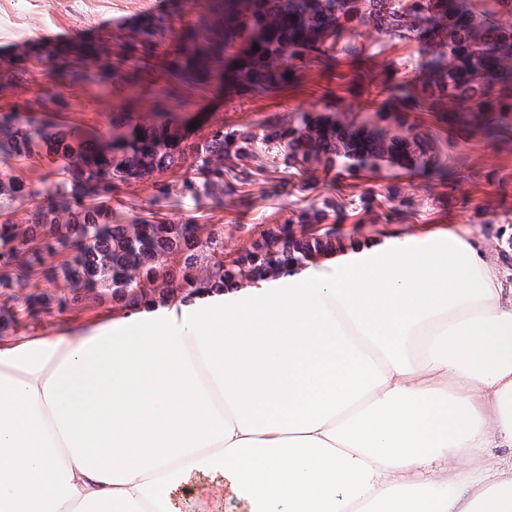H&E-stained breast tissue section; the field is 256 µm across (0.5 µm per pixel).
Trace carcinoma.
<instances>
[{"instance_id": "obj_1", "label": "carcinoma", "mask_w": 512, "mask_h": 512, "mask_svg": "<svg viewBox=\"0 0 512 512\" xmlns=\"http://www.w3.org/2000/svg\"><path fill=\"white\" fill-rule=\"evenodd\" d=\"M512 0H224V48L245 45L234 69L243 92H260L288 84L311 54L336 50L337 41L364 24L394 38L417 41L430 58L422 64L420 88L410 82L389 89L398 104L425 98L436 107L457 103L458 118L476 119L489 112H512V98L494 91L512 89ZM259 50H253V46ZM211 45L192 49L190 70L207 75L214 58ZM75 50L42 46L33 57L54 70H66ZM280 57L272 69L270 57ZM283 148L286 159L352 169L387 162L448 174L434 141L415 133L380 126L368 117L341 120L301 114L293 121L274 120L261 135L239 130H212L201 143L182 146L181 129L168 112H157L148 125L112 120L108 139L84 128H63L16 114L0 123V158L27 161L41 144L46 154L65 163L62 186L37 190L18 177L0 179V217L24 197L42 195L35 221L19 226L0 222V270H19L56 246L74 241L64 276L97 290L101 299L125 307L149 294L169 298L178 288H222L261 273H281L314 253L336 248L334 232L297 237L293 230L270 229L246 254L224 264L213 232L202 240L189 224H162L136 219L112 223V189L116 182L147 179L182 162L193 172L180 195L196 198L224 185V156L243 159L255 142ZM68 197L59 204L55 197ZM70 223L56 221L59 212Z\"/></svg>"}]
</instances>
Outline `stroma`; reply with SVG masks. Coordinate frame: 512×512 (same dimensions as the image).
Listing matches in <instances>:
<instances>
[{
  "instance_id": "1",
  "label": "stroma",
  "mask_w": 512,
  "mask_h": 512,
  "mask_svg": "<svg viewBox=\"0 0 512 512\" xmlns=\"http://www.w3.org/2000/svg\"><path fill=\"white\" fill-rule=\"evenodd\" d=\"M154 22L162 38L143 42L138 29ZM191 30L199 42L224 36V0H0V115L24 112L40 120L107 131L113 119L141 122L164 108L189 124V142H202L212 129L260 133L262 123L302 112L339 117L372 116L382 126L430 136L452 170L445 180L427 179L418 169L388 163L376 169H329L319 163L286 160L281 149L258 145L254 156L224 161L225 189L196 198L180 196L192 172L175 163L156 181L117 184L112 211L169 224H198L224 234V258L245 254L268 229L324 211L323 225L337 246L417 229L455 230L487 244L512 289V115H500L503 137L489 140L476 126L442 119L428 101L398 105L389 87L418 75L423 54L417 42L361 28L353 50L335 52L301 65L295 81L269 92L239 95L224 76L223 60L202 83L176 64L180 36ZM120 55L121 71L106 63L79 65L82 82L52 74L30 59L32 49L50 43L67 47L73 36ZM0 176H17L32 186L62 182L60 162L47 155L24 164L0 161ZM171 196L156 197V184ZM20 289L10 308H0V342L67 333L95 325L113 312L111 301L86 296L59 309Z\"/></svg>"
}]
</instances>
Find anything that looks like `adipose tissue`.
Here are the masks:
<instances>
[{
  "mask_svg": "<svg viewBox=\"0 0 512 512\" xmlns=\"http://www.w3.org/2000/svg\"><path fill=\"white\" fill-rule=\"evenodd\" d=\"M512 512V293L454 231L0 345V512Z\"/></svg>",
  "mask_w": 512,
  "mask_h": 512,
  "instance_id": "1",
  "label": "adipose tissue"
}]
</instances>
